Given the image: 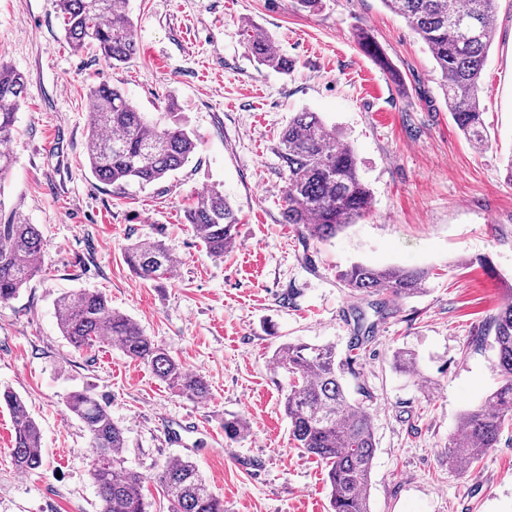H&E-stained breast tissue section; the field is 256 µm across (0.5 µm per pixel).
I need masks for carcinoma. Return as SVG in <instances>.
Masks as SVG:
<instances>
[{
	"label": "carcinoma",
	"instance_id": "obj_1",
	"mask_svg": "<svg viewBox=\"0 0 512 512\" xmlns=\"http://www.w3.org/2000/svg\"><path fill=\"white\" fill-rule=\"evenodd\" d=\"M403 18L430 50L440 74V86L455 124L476 148L488 143L481 107V76L496 32L497 0H382ZM70 47L76 51L93 43L114 65L124 64L138 51L128 0H56ZM244 43L254 61L288 73L291 63L274 47L262 28L247 24ZM361 49L390 69L379 44L363 29L355 33ZM26 92L25 76L0 62V144L14 138L17 113ZM87 161L99 180L123 192L136 184L146 187L167 178L194 153L196 139L181 113L170 107L153 116L142 112L117 87L90 88ZM275 152L286 173L283 222L299 224L308 236L326 241L357 222L372 206V194L359 173L355 147L341 139L315 112H299L280 133ZM196 236L214 257L234 248L239 218L212 187L186 214ZM43 247L34 224L12 214L0 223V301L14 298L39 272L36 260ZM126 260L144 280L173 276L169 249L156 240H140L127 248ZM340 280L353 292L414 297L423 291L429 272L401 267L373 268L353 264L340 271ZM62 336L78 351L102 340L119 346L129 358L145 364L179 395L203 401L209 395L204 378L184 368L137 322L112 310L106 296L84 289L62 294L55 304ZM495 368L500 385L487 399L460 417L448 440V466L465 471L496 446L505 424L512 421V287L491 318ZM276 367L289 377L284 409L290 436L301 452L327 466L331 512H370V488L375 438L364 408L352 401L340 381L343 363L336 348L303 342L281 344L273 355ZM14 423L12 461L24 473L42 464L41 435L23 400L0 391V405ZM69 413L85 425L90 437L89 475L97 489L100 512H146L142 494L145 477L125 466L123 430L112 421L106 402L89 390L70 394ZM247 432L237 417L224 420V434L234 440ZM170 504V512H224V501L190 460L159 466L154 476Z\"/></svg>",
	"mask_w": 512,
	"mask_h": 512
}]
</instances>
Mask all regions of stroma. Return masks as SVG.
Here are the masks:
<instances>
[{"mask_svg":"<svg viewBox=\"0 0 512 512\" xmlns=\"http://www.w3.org/2000/svg\"><path fill=\"white\" fill-rule=\"evenodd\" d=\"M139 45L111 66L73 51L55 0H0V57L26 78L12 168L0 201L37 225L40 275L0 302V389L16 392L41 431L43 466L12 465L13 422L0 407V512H98L90 438L65 408L91 389L126 437L128 467L143 473L146 512H169L152 477L193 461L224 512H330L326 467L295 449L283 397L279 344L335 346L349 395L370 414L376 451L371 512H512V424L478 464L448 466L461 415L497 387L484 334L512 287V0L497 2V31L481 78L489 144L455 125L424 43L381 0H130ZM268 31L295 63L257 65L242 28ZM366 28L402 74L354 39ZM122 89L141 111L176 103L197 148L168 178L116 192L86 163L91 87ZM318 113L357 150L373 197L357 223L321 242L282 218L286 179L277 136L302 111ZM219 187L238 213L235 247L211 256L184 220ZM158 239L177 260L171 279L138 277L128 245ZM354 263L423 268V293L399 301L345 288ZM103 292L210 387L206 402L177 395L115 346L75 350L55 303L73 289ZM372 338L357 352V326ZM414 353L418 373L396 369ZM248 423L224 435L225 419Z\"/></svg>","mask_w":512,"mask_h":512,"instance_id":"obj_1","label":"stroma"}]
</instances>
